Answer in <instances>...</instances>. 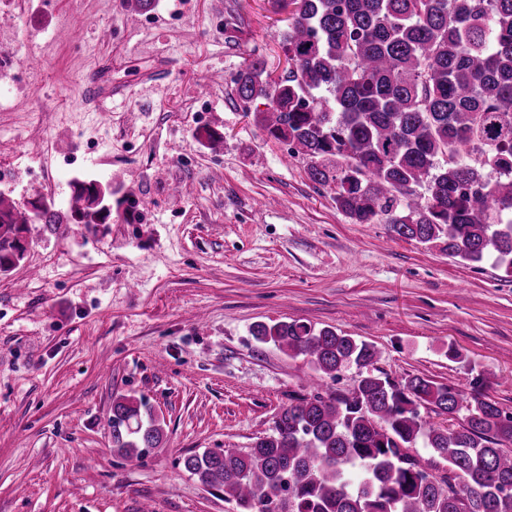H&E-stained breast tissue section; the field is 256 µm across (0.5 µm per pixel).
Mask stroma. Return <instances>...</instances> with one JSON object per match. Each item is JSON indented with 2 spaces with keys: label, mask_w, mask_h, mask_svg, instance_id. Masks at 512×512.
<instances>
[{
  "label": "stroma",
  "mask_w": 512,
  "mask_h": 512,
  "mask_svg": "<svg viewBox=\"0 0 512 512\" xmlns=\"http://www.w3.org/2000/svg\"><path fill=\"white\" fill-rule=\"evenodd\" d=\"M26 2V38L8 41L17 20L1 11L0 48L43 65L0 109V192L63 205L92 178L134 213L92 232L30 225L0 275V512H236L182 460L252 446L306 395L308 365L257 343L258 323L333 328L373 343L393 379L512 413V274L353 223L232 102L253 58L287 71L284 14L157 0L134 25L122 0ZM91 74L109 120L83 95ZM122 395L145 397L165 429L139 461L112 453Z\"/></svg>",
  "instance_id": "obj_1"
}]
</instances>
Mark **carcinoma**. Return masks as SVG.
Returning a JSON list of instances; mask_svg holds the SVG:
<instances>
[{
  "label": "carcinoma",
  "instance_id": "1",
  "mask_svg": "<svg viewBox=\"0 0 512 512\" xmlns=\"http://www.w3.org/2000/svg\"><path fill=\"white\" fill-rule=\"evenodd\" d=\"M293 3L288 74L252 59L232 78L267 135L306 161L355 224H385L462 261L512 273V0H271ZM93 179L67 208L19 210L0 194V273L23 259L28 225L51 234L97 224ZM254 339L303 357L310 379L358 369L351 390L288 403L246 450L207 449L183 467L237 512H512V416L474 394L376 367L365 340L298 321L260 323ZM457 427L423 419L420 408ZM112 452L140 460L162 427L144 398L112 401ZM426 449L423 458L417 444ZM446 472L438 473L439 465Z\"/></svg>",
  "mask_w": 512,
  "mask_h": 512
}]
</instances>
